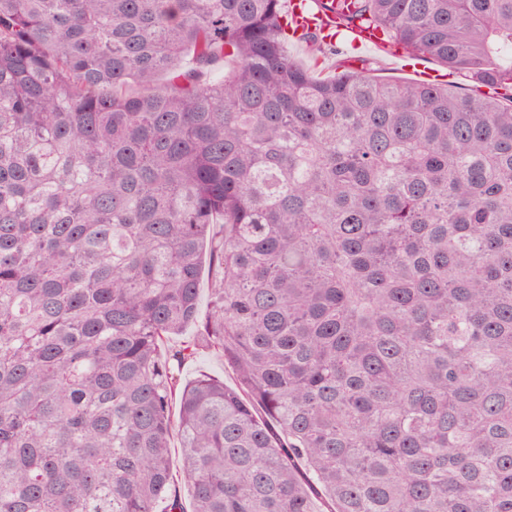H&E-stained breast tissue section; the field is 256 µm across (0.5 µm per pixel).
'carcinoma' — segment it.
<instances>
[{
	"label": "carcinoma",
	"mask_w": 512,
	"mask_h": 512,
	"mask_svg": "<svg viewBox=\"0 0 512 512\" xmlns=\"http://www.w3.org/2000/svg\"><path fill=\"white\" fill-rule=\"evenodd\" d=\"M309 8L506 99L284 0H0V512H185L174 437L192 512H512V0ZM353 34L348 31H342L336 40L332 42L336 52L326 50V54L320 69L324 75H334L341 71L337 68L340 61L352 57V59H368L377 60L378 64L374 65L380 78L386 80H406V81H424L428 79H438L448 81L449 84L457 85L464 88H473V84L466 80L463 76L453 73L444 65L428 59H412L406 51L399 46H392L385 51H380L375 39L369 38L366 34L355 37V40L362 44H370L367 46L356 47L351 44ZM333 38V39H334ZM202 374L222 379L228 385L235 383V374L232 368L224 364L223 358L214 354H202L184 363L179 370L182 382L193 381Z\"/></svg>",
	"instance_id": "obj_1"
}]
</instances>
